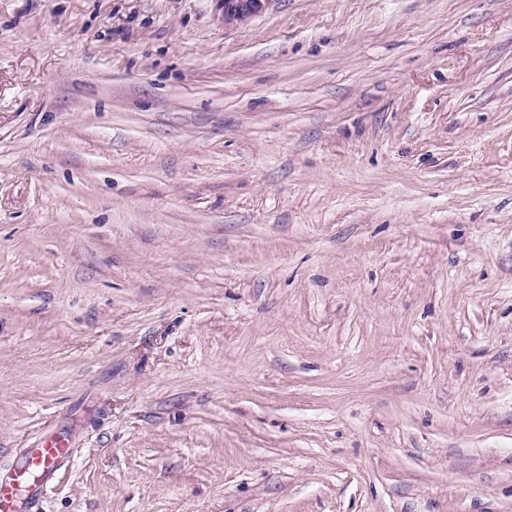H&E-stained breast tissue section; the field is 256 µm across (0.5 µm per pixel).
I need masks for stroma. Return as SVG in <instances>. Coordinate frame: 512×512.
Wrapping results in <instances>:
<instances>
[{"label": "stroma", "mask_w": 512, "mask_h": 512, "mask_svg": "<svg viewBox=\"0 0 512 512\" xmlns=\"http://www.w3.org/2000/svg\"><path fill=\"white\" fill-rule=\"evenodd\" d=\"M37 512H512V0H0V472ZM223 3L225 26H236L262 11L271 0H220ZM72 454L67 440L44 443L41 448H26L13 474L0 477V511L32 512L38 510L43 489L59 479L65 461ZM18 485L25 487L18 499Z\"/></svg>", "instance_id": "stroma-1"}]
</instances>
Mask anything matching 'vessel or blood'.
<instances>
[{
    "label": "vessel or blood",
    "instance_id": "1",
    "mask_svg": "<svg viewBox=\"0 0 512 512\" xmlns=\"http://www.w3.org/2000/svg\"><path fill=\"white\" fill-rule=\"evenodd\" d=\"M71 453L66 440L24 449L13 474L0 477V512H35L44 487L58 480Z\"/></svg>",
    "mask_w": 512,
    "mask_h": 512
}]
</instances>
